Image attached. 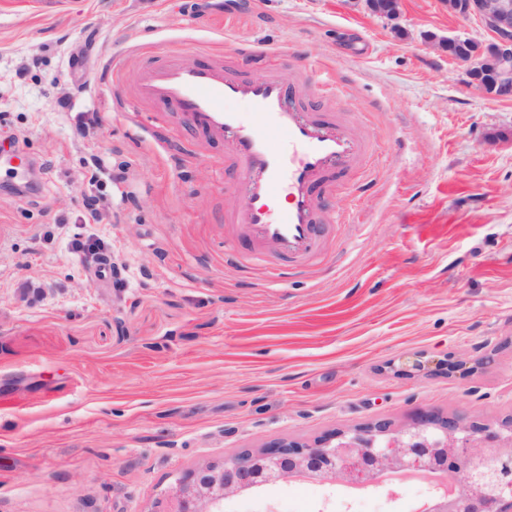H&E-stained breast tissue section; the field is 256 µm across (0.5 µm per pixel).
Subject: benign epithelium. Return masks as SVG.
Masks as SVG:
<instances>
[{
	"mask_svg": "<svg viewBox=\"0 0 512 512\" xmlns=\"http://www.w3.org/2000/svg\"><path fill=\"white\" fill-rule=\"evenodd\" d=\"M387 21L401 17V0H345ZM448 13L476 19L487 33L429 35L463 67L465 83L494 100H512V0H443ZM422 478L434 494L415 512H512V417L499 423L462 414L422 413L401 428L377 419L349 432L333 431L312 445L282 442L204 462L176 477L159 512H221L224 501L283 481L322 479L349 488L387 487Z\"/></svg>",
	"mask_w": 512,
	"mask_h": 512,
	"instance_id": "benign-epithelium-1",
	"label": "benign epithelium"
}]
</instances>
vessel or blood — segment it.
I'll list each match as a JSON object with an SVG mask.
<instances>
[{
  "instance_id": "b4317fda",
  "label": "vessel or blood",
  "mask_w": 512,
  "mask_h": 512,
  "mask_svg": "<svg viewBox=\"0 0 512 512\" xmlns=\"http://www.w3.org/2000/svg\"><path fill=\"white\" fill-rule=\"evenodd\" d=\"M212 55L203 66L174 56L145 66L132 100L175 103L185 120L222 139L249 200L246 209L226 212L225 223L254 253L270 243L288 263L303 264L322 252V227L334 221L321 208L322 192L357 181L374 145L350 128L332 95L310 104L313 74L285 80L276 62L250 73L220 50ZM0 164L11 185L28 191L34 163L24 151L1 153Z\"/></svg>"
}]
</instances>
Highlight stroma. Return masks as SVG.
Here are the masks:
<instances>
[{
    "label": "stroma",
    "mask_w": 512,
    "mask_h": 512,
    "mask_svg": "<svg viewBox=\"0 0 512 512\" xmlns=\"http://www.w3.org/2000/svg\"><path fill=\"white\" fill-rule=\"evenodd\" d=\"M401 10L0 0V138L23 140L43 186L0 190V512H147L174 475L244 449L421 411L512 416V101L466 87L428 41L484 38L478 22L442 0ZM217 44L333 76L376 146L360 188L327 193L337 221L302 269L225 224L245 200L223 141L128 99L146 52L202 64ZM89 237L116 275L97 274ZM367 494L361 512H413L428 485ZM346 504L345 487L300 480L223 512Z\"/></svg>",
    "instance_id": "35a3bbf8"
}]
</instances>
